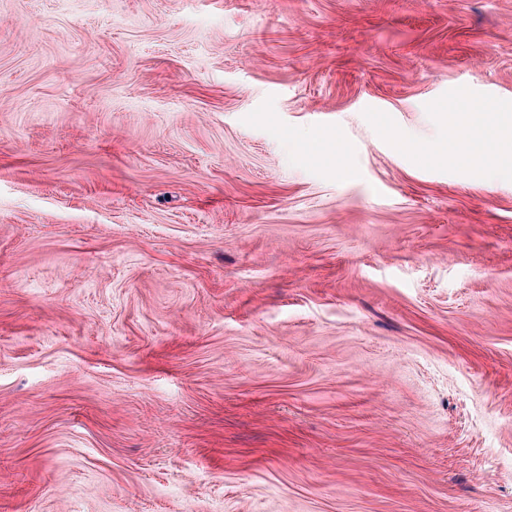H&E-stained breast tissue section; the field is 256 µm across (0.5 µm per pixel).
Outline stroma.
<instances>
[{"instance_id": "35a3bbf8", "label": "stroma", "mask_w": 512, "mask_h": 512, "mask_svg": "<svg viewBox=\"0 0 512 512\" xmlns=\"http://www.w3.org/2000/svg\"><path fill=\"white\" fill-rule=\"evenodd\" d=\"M511 114L512 0H0V512H512Z\"/></svg>"}]
</instances>
